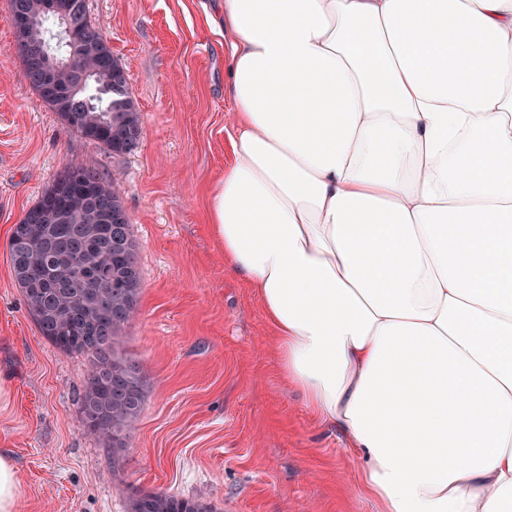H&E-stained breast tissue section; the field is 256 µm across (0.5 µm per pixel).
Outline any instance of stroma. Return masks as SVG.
Returning <instances> with one entry per match:
<instances>
[{
  "label": "stroma",
  "mask_w": 512,
  "mask_h": 512,
  "mask_svg": "<svg viewBox=\"0 0 512 512\" xmlns=\"http://www.w3.org/2000/svg\"><path fill=\"white\" fill-rule=\"evenodd\" d=\"M216 5L87 0L143 123L139 149L115 159L37 99L0 0V449L18 469L15 512H129L140 491L214 512H377L344 436L285 382L259 300L209 232L230 129ZM70 163L118 178L138 244L142 288L124 347L145 399L118 453L83 428L90 358L41 335L8 257L13 225Z\"/></svg>",
  "instance_id": "obj_1"
}]
</instances>
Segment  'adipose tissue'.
Instances as JSON below:
<instances>
[{"mask_svg":"<svg viewBox=\"0 0 512 512\" xmlns=\"http://www.w3.org/2000/svg\"><path fill=\"white\" fill-rule=\"evenodd\" d=\"M224 264L379 512H512V0H224Z\"/></svg>","mask_w":512,"mask_h":512,"instance_id":"ef3b65f1","label":"adipose tissue"}]
</instances>
